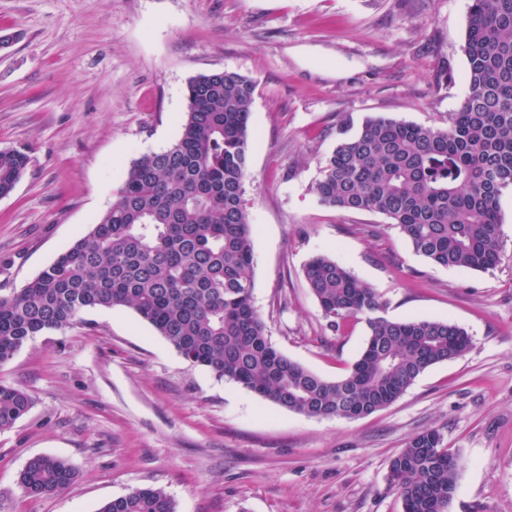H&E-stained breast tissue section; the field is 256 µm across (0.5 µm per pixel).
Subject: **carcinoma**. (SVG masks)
<instances>
[{"label":"carcinoma","instance_id":"1","mask_svg":"<svg viewBox=\"0 0 512 512\" xmlns=\"http://www.w3.org/2000/svg\"><path fill=\"white\" fill-rule=\"evenodd\" d=\"M461 51L468 91L448 127L386 116L356 128L345 121L314 192L324 206L385 216L434 265L486 271L501 262L500 199L512 189V0H470ZM255 90L230 70L189 81L177 141L135 159L89 231L19 291L0 296V366L34 337L80 323L86 310L124 307L219 379L291 412L354 420L469 352L470 336L452 321L385 317L375 290L323 254L305 267L308 288L330 325L365 320L359 359L330 380L272 345L253 303V228L242 203ZM27 163L21 150H0V197ZM32 407L26 390L1 383L0 431ZM461 466L438 431H425L391 459L389 487L403 512H448ZM76 478L66 459L45 454L29 460L19 483L39 497ZM98 512H176V503L162 488H144Z\"/></svg>","mask_w":512,"mask_h":512}]
</instances>
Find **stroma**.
<instances>
[{
    "label": "stroma",
    "mask_w": 512,
    "mask_h": 512,
    "mask_svg": "<svg viewBox=\"0 0 512 512\" xmlns=\"http://www.w3.org/2000/svg\"><path fill=\"white\" fill-rule=\"evenodd\" d=\"M470 0H0V149L28 167L0 197V295L23 288L112 204L134 159L178 139L189 80L256 84L243 203L254 303L274 347L333 379L361 319L332 328L304 267L326 254L394 320H450L472 340L396 402L357 420L290 412L190 365L132 310H90L28 341L0 383L31 411L0 431V512H97L162 488L177 512H403L389 462L439 431L463 461L449 512H512V191L502 261L477 272L417 255L382 215L319 203L342 119L444 128L467 92ZM69 460L65 490L26 495L33 456Z\"/></svg>",
    "instance_id": "35a3bbf8"
}]
</instances>
